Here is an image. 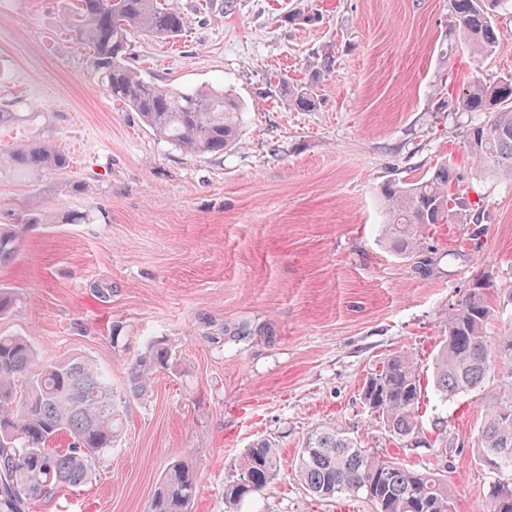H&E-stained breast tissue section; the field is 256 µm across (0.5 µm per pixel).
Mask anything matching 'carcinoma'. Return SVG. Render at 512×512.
<instances>
[{
    "label": "carcinoma",
    "mask_w": 512,
    "mask_h": 512,
    "mask_svg": "<svg viewBox=\"0 0 512 512\" xmlns=\"http://www.w3.org/2000/svg\"><path fill=\"white\" fill-rule=\"evenodd\" d=\"M77 39L90 50V63L112 97L139 113L153 133L197 155L221 153L239 138L241 104L222 91H184L146 80L127 61L128 37L141 31L167 39L180 35L188 18L171 0H77ZM504 0H448L454 31L475 57L494 53L502 42L496 23ZM309 86L295 90L302 111L315 106ZM464 112L485 115L466 131L467 159L512 177V73L494 81L475 78L458 100ZM8 157L20 169H63L66 158L21 146ZM384 232L395 251L417 252L438 224L454 223L459 204L452 168L438 165L415 182L391 181L381 190ZM32 219L0 227V265L13 260L19 232ZM490 285L469 289L441 321V340L432 359L433 387L442 399L482 387L491 358L511 377L477 434L480 458L512 465V334L486 335L495 314ZM171 352L153 348L130 366V395L144 391L149 376L169 366ZM424 374L413 354L396 352L372 374L364 403L385 433L403 448L432 446L420 421ZM120 417L105 374L91 361L48 364L23 336H0V512H26L36 499L84 486L95 459L112 447ZM60 436L65 448H52ZM240 479L224 485V501L240 503L264 490L281 468L277 448L259 440L240 463ZM446 467L417 469L368 452L337 426L311 432L295 461L305 489L317 498L362 497L376 512H454ZM197 474L186 463L163 475L149 512H190ZM485 512H512V481L488 486Z\"/></svg>",
    "instance_id": "1"
}]
</instances>
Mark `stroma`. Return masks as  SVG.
I'll return each mask as SVG.
<instances>
[{
  "label": "stroma",
  "instance_id": "stroma-1",
  "mask_svg": "<svg viewBox=\"0 0 512 512\" xmlns=\"http://www.w3.org/2000/svg\"><path fill=\"white\" fill-rule=\"evenodd\" d=\"M173 39L140 33L129 62L160 85L240 101L241 143L189 155L113 99L71 29L75 0H0V225L32 219L0 287L17 296L0 335L40 359L94 361L116 396L122 434L77 491L28 512H147L166 469L191 462V512H376L361 497L310 495L294 464L309 433L335 425L368 452L444 465L455 512H483L490 469L476 438L504 388L498 361L480 391L441 401L426 386L430 448H402L361 400L367 378L405 350L429 362L441 315L475 281L492 286L489 336L512 332V178L465 157L470 113L454 98L470 73L512 71V6L494 54L470 63L448 0H176ZM335 63L312 110L289 101L321 55ZM66 168L20 170L18 144ZM460 177L462 218L416 253L381 232L378 192L443 161ZM479 237H472L473 229ZM168 369L144 397L128 368L151 345ZM283 467L260 493L224 502L253 442Z\"/></svg>",
  "mask_w": 512,
  "mask_h": 512
}]
</instances>
